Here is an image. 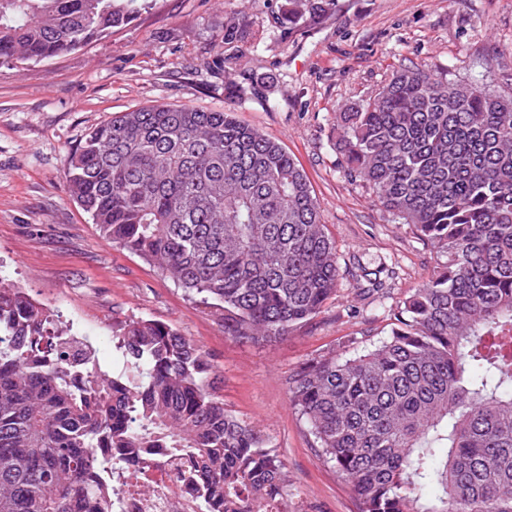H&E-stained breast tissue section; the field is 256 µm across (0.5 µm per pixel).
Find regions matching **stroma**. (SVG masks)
<instances>
[{
	"label": "stroma",
	"instance_id": "obj_1",
	"mask_svg": "<svg viewBox=\"0 0 512 512\" xmlns=\"http://www.w3.org/2000/svg\"><path fill=\"white\" fill-rule=\"evenodd\" d=\"M287 0H137L136 19L85 48L0 66V285L27 290L112 363V326L142 317L209 354L230 413L268 435L287 471L288 512H357L335 467L319 457L289 401L303 362L364 332L385 334L383 308L352 312L356 265L386 263L388 303L430 276L435 250L346 177L336 114L392 70L512 92V0H338L318 23L289 30ZM238 21L250 36L224 41ZM233 112L280 142L305 170L336 245L334 299L288 337L238 341L198 299L141 257L107 244L70 196L65 173L86 133L146 104Z\"/></svg>",
	"mask_w": 512,
	"mask_h": 512
}]
</instances>
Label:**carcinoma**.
<instances>
[{"mask_svg": "<svg viewBox=\"0 0 512 512\" xmlns=\"http://www.w3.org/2000/svg\"><path fill=\"white\" fill-rule=\"evenodd\" d=\"M135 0H0V66L80 50ZM338 0H288V29ZM352 179L441 254L390 308L288 375L319 456L358 512H512V93L392 73L336 114ZM102 238L136 254L253 343L336 295L339 268L296 158L226 111L149 105L89 131L66 175ZM360 295L385 298L381 266ZM52 312L0 286V512H112L104 468L164 448L219 512H288L270 439L224 409L205 351L173 327H112L116 368L76 352Z\"/></svg>", "mask_w": 512, "mask_h": 512, "instance_id": "cac0c4a2", "label": "carcinoma"}]
</instances>
